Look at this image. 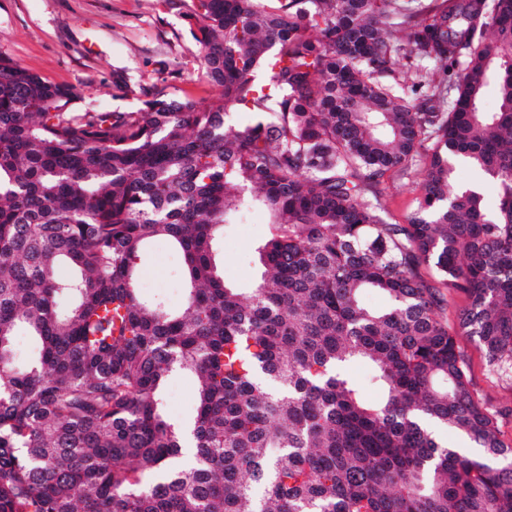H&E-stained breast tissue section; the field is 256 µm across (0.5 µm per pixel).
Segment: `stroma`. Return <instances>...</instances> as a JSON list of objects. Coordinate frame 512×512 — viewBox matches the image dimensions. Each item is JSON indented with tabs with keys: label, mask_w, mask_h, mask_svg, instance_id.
I'll return each instance as SVG.
<instances>
[{
	"label": "stroma",
	"mask_w": 512,
	"mask_h": 512,
	"mask_svg": "<svg viewBox=\"0 0 512 512\" xmlns=\"http://www.w3.org/2000/svg\"><path fill=\"white\" fill-rule=\"evenodd\" d=\"M192 0H0V55L43 79L75 88L79 112H132L138 88L202 106L220 89L201 78V53L191 39L186 14ZM382 198L391 223L406 224L418 196L416 177H386ZM272 232L265 214H247L224 227L216 258L227 283L248 288L259 269L254 251ZM138 286L171 307L182 301L181 258L159 239L140 256ZM472 388L495 412L500 435L512 442V377L490 371L474 337L456 336ZM167 413L180 428L195 416L193 378L177 371L163 389Z\"/></svg>",
	"instance_id": "obj_1"
}]
</instances>
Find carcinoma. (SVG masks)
Returning a JSON list of instances; mask_svg holds the SVG:
<instances>
[{
    "label": "carcinoma",
    "instance_id": "obj_1",
    "mask_svg": "<svg viewBox=\"0 0 512 512\" xmlns=\"http://www.w3.org/2000/svg\"><path fill=\"white\" fill-rule=\"evenodd\" d=\"M186 17L222 89L204 106L75 112L72 88L0 56V512H512V446L419 272L466 295L458 328L512 374V0H195ZM231 106L250 120L227 124ZM459 156L493 213L455 187ZM416 171L391 224L380 185ZM252 210L274 232L245 292L214 246ZM159 238L183 257L180 311L135 287ZM355 359L383 403L343 377ZM176 370L196 383L187 467L161 390ZM456 187L480 188L487 200L488 207L492 209L494 203L493 186L490 179L469 165L459 162L455 170Z\"/></svg>",
    "mask_w": 512,
    "mask_h": 512
}]
</instances>
